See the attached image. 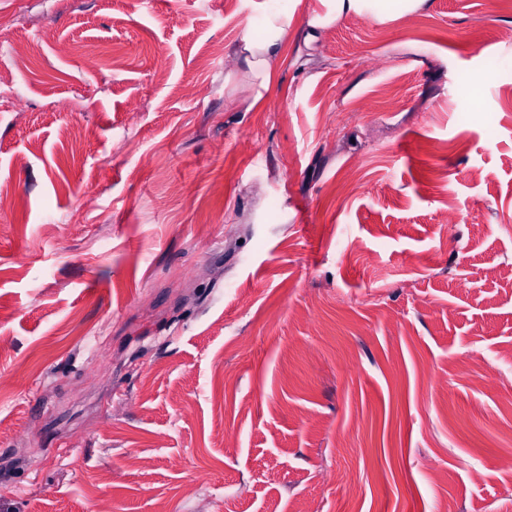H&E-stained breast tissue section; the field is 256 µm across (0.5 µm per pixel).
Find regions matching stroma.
Instances as JSON below:
<instances>
[{"label": "stroma", "mask_w": 512, "mask_h": 512, "mask_svg": "<svg viewBox=\"0 0 512 512\" xmlns=\"http://www.w3.org/2000/svg\"><path fill=\"white\" fill-rule=\"evenodd\" d=\"M324 10L0 0V512H512V0ZM326 11L314 16L309 24L326 28L348 14H367L379 21L394 15L413 13L424 7L428 0H325ZM294 11L274 10L258 20H249L246 31L236 46V52L247 66V74L258 87L267 90L276 74L288 27Z\"/></svg>", "instance_id": "1"}]
</instances>
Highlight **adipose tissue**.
Listing matches in <instances>:
<instances>
[{
  "mask_svg": "<svg viewBox=\"0 0 512 512\" xmlns=\"http://www.w3.org/2000/svg\"><path fill=\"white\" fill-rule=\"evenodd\" d=\"M428 0H324V14L314 16L310 24L326 28L349 14H366L383 21L394 15L420 10ZM294 14L288 10L264 13L249 21L236 46L247 66V73L260 89H268L273 81Z\"/></svg>",
  "mask_w": 512,
  "mask_h": 512,
  "instance_id": "obj_1",
  "label": "adipose tissue"
}]
</instances>
